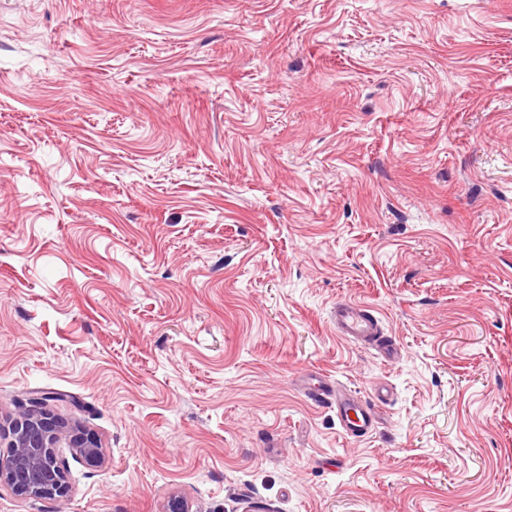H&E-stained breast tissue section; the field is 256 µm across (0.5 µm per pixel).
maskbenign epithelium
I'll return each mask as SVG.
<instances>
[{
  "instance_id": "obj_1",
  "label": "benign epithelium",
  "mask_w": 512,
  "mask_h": 512,
  "mask_svg": "<svg viewBox=\"0 0 512 512\" xmlns=\"http://www.w3.org/2000/svg\"><path fill=\"white\" fill-rule=\"evenodd\" d=\"M56 394L34 392L25 399L18 414L0 422V486L19 498H63L70 490L69 470L56 448L65 445L76 459L91 466L104 464L98 438L80 424L58 418L52 403Z\"/></svg>"
}]
</instances>
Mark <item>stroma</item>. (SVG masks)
I'll return each instance as SVG.
<instances>
[{"label":"stroma","mask_w":512,"mask_h":512,"mask_svg":"<svg viewBox=\"0 0 512 512\" xmlns=\"http://www.w3.org/2000/svg\"><path fill=\"white\" fill-rule=\"evenodd\" d=\"M313 378L393 397L354 438ZM39 390L106 463L0 512H512V0H0V414ZM332 319L337 334L346 339L367 340L380 336L378 321L361 305L349 302L337 303Z\"/></svg>","instance_id":"35a3bbf8"}]
</instances>
